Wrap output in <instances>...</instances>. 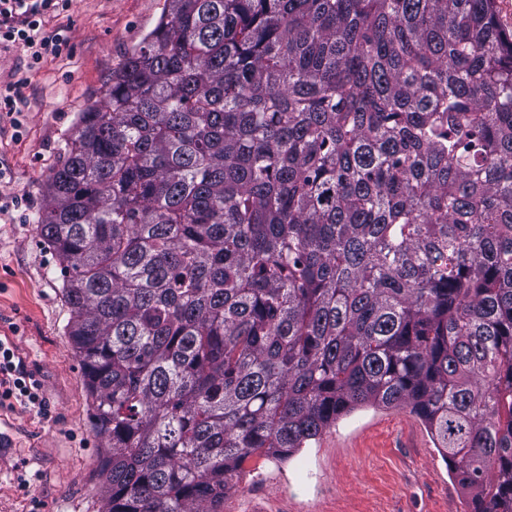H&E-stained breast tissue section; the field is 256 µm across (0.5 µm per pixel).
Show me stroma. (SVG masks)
Listing matches in <instances>:
<instances>
[{
  "label": "stroma",
  "instance_id": "35a3bbf8",
  "mask_svg": "<svg viewBox=\"0 0 512 512\" xmlns=\"http://www.w3.org/2000/svg\"><path fill=\"white\" fill-rule=\"evenodd\" d=\"M166 0H72L46 18L58 56L30 65L0 44V90L19 83L18 121L0 112V342L40 385L46 414L0 396V512H99L103 442L68 333L59 262L37 233L47 181L79 112L102 101L113 70L157 24ZM446 462L408 410L342 416L286 459L247 464L224 512H466Z\"/></svg>",
  "mask_w": 512,
  "mask_h": 512
}]
</instances>
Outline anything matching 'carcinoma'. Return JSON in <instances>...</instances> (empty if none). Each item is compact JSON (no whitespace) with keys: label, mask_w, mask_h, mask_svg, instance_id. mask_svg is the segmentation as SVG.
Wrapping results in <instances>:
<instances>
[{"label":"carcinoma","mask_w":512,"mask_h":512,"mask_svg":"<svg viewBox=\"0 0 512 512\" xmlns=\"http://www.w3.org/2000/svg\"><path fill=\"white\" fill-rule=\"evenodd\" d=\"M39 218L101 512H222L368 404L512 512V36L496 0H167Z\"/></svg>","instance_id":"carcinoma-1"}]
</instances>
